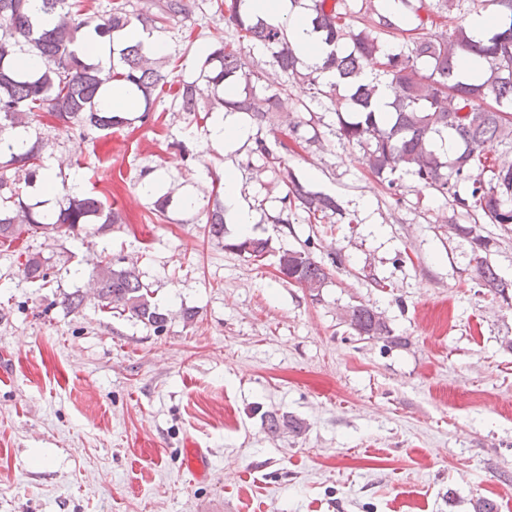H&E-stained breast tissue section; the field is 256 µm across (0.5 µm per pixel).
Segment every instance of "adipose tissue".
Returning <instances> with one entry per match:
<instances>
[{
	"mask_svg": "<svg viewBox=\"0 0 512 512\" xmlns=\"http://www.w3.org/2000/svg\"><path fill=\"white\" fill-rule=\"evenodd\" d=\"M252 12L269 21L287 20L289 37L301 58L308 64L321 63L324 56L323 44L307 15L300 11L293 0H249ZM249 136V129L238 114L231 112L215 113L204 148L231 151Z\"/></svg>",
	"mask_w": 512,
	"mask_h": 512,
	"instance_id": "1",
	"label": "adipose tissue"
}]
</instances>
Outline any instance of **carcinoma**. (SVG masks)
I'll use <instances>...</instances> for the list:
<instances>
[{
	"mask_svg": "<svg viewBox=\"0 0 512 512\" xmlns=\"http://www.w3.org/2000/svg\"><path fill=\"white\" fill-rule=\"evenodd\" d=\"M45 13L54 16L49 29H37L30 15L29 0H0V241L13 242L37 231L52 239L75 236L87 224L101 228L122 224V215L90 192L67 191L47 211L39 206L40 188L56 189L53 175L43 164V142L32 136L31 112L44 111L65 130L107 131L128 119L99 107L106 90L119 82L140 99L143 109L135 120L146 123L157 103V91L168 84V74L145 55L143 44H123L117 36L131 25L148 32H161L168 23L185 16L187 0H148L140 8L131 0H117L107 14L83 11V0H41ZM313 31L331 47L320 66L302 67L291 46L286 28L251 13L247 0H220L216 11L231 24L238 43L262 47L271 65L289 82L303 85L306 111L311 105H336L345 91V109L336 112L338 139L359 146L371 175L388 186L393 176L406 175L451 199L466 214H478L491 224L512 225V164L493 157L494 149L512 145V0H494L498 6L496 27L474 40L468 27L453 11L461 0H437L432 10L420 0L416 23L401 28L389 17L365 8L361 27L345 21L346 0H309ZM471 51L486 62L480 78H473L456 56V49ZM37 52L43 64L27 67L21 58ZM377 66L375 84L359 77L365 66ZM199 76L179 84L172 95L173 108L188 114H213L217 107L263 121L283 108L287 89L263 85V73L253 69L234 42L222 40L201 53ZM335 80L328 81L324 73ZM241 77L245 91L233 98L219 96L224 82ZM394 89L391 112L386 118L373 109L378 85ZM302 146L297 131L276 133L273 140L255 141V153L278 166L286 185L282 208L300 209L320 221L330 219L340 206L336 198L310 190L286 166V157ZM481 174L474 175V167ZM173 200L167 191L154 201V215L166 217ZM207 233L224 237V202L215 197L201 207ZM470 239L477 284L502 301L512 300V282L495 271L483 252L488 242L474 226H459ZM230 248L253 259L272 251L269 239L245 237ZM278 261L285 262L288 280L315 292L328 279L326 268L302 251L285 249ZM23 276L46 281L48 261L28 253L20 263ZM96 299L103 308L120 309L132 319L156 330L164 328L167 314L152 303L153 291L141 280L134 265H122L104 257L92 270ZM349 326L360 336L381 337L398 344L382 314L364 305L347 313ZM269 432L286 426L295 433L303 425L271 412L265 416Z\"/></svg>",
	"mask_w": 512,
	"mask_h": 512,
	"instance_id": "1",
	"label": "carcinoma"
}]
</instances>
